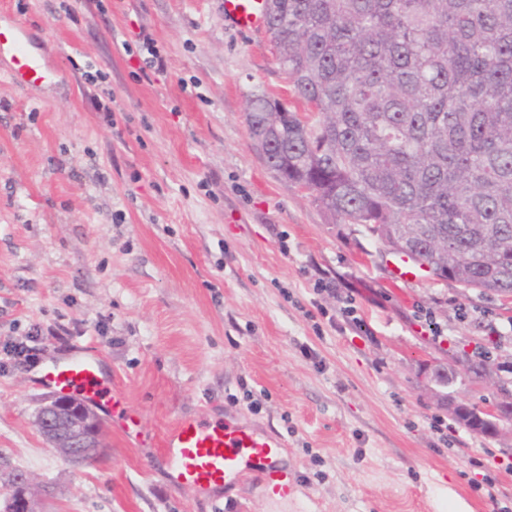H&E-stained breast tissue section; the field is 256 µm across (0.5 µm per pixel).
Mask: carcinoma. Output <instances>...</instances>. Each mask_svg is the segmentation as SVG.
Segmentation results:
<instances>
[{
    "mask_svg": "<svg viewBox=\"0 0 512 512\" xmlns=\"http://www.w3.org/2000/svg\"><path fill=\"white\" fill-rule=\"evenodd\" d=\"M267 30L309 106L248 99L270 166L432 277L512 298V0H269Z\"/></svg>",
    "mask_w": 512,
    "mask_h": 512,
    "instance_id": "carcinoma-1",
    "label": "carcinoma"
}]
</instances>
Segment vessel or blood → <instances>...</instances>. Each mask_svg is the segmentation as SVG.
Here are the masks:
<instances>
[{"instance_id": "obj_1", "label": "vessel or blood", "mask_w": 512, "mask_h": 512, "mask_svg": "<svg viewBox=\"0 0 512 512\" xmlns=\"http://www.w3.org/2000/svg\"><path fill=\"white\" fill-rule=\"evenodd\" d=\"M223 5L225 19L239 29L254 31L265 22L264 0H224ZM4 55L14 64L8 72L13 83L43 79L45 66L23 27H15L10 36L0 38V57ZM111 381L99 350L92 346L68 358L52 360L42 376L45 386L71 391L90 404L100 403ZM282 447L277 435L246 423L181 417L162 440V456L174 488L212 494L230 488L250 472L264 480L272 498L285 501L293 496L296 478L281 463Z\"/></svg>"}]
</instances>
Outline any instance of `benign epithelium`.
Wrapping results in <instances>:
<instances>
[{"label":"benign epithelium","mask_w":512,"mask_h":512,"mask_svg":"<svg viewBox=\"0 0 512 512\" xmlns=\"http://www.w3.org/2000/svg\"><path fill=\"white\" fill-rule=\"evenodd\" d=\"M36 426L50 443L72 462H90L99 456L100 433L90 408L67 394L49 396L39 407ZM13 497L9 512H37L24 472L12 476Z\"/></svg>","instance_id":"obj_1"}]
</instances>
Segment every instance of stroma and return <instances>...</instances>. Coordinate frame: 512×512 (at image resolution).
I'll use <instances>...</instances> for the list:
<instances>
[{"label":"stroma","instance_id":"1","mask_svg":"<svg viewBox=\"0 0 512 512\" xmlns=\"http://www.w3.org/2000/svg\"><path fill=\"white\" fill-rule=\"evenodd\" d=\"M20 23L47 76L19 86L0 61V339L62 332L0 373V499L22 471L39 512H212L170 486L160 443L181 416L229 414L282 439L298 487L284 504L247 477L228 512H512V422L486 435L454 412L512 392V335L486 330L512 311L454 282L394 279L363 226L267 167L249 97L306 106L265 30L231 27L223 0H0V32ZM142 32L164 72L145 64ZM320 278L337 294H314ZM90 343L142 432L104 420L103 453L77 465L36 428L50 394L37 380L49 354ZM480 346L496 383L467 370Z\"/></svg>","mask_w":512,"mask_h":512}]
</instances>
